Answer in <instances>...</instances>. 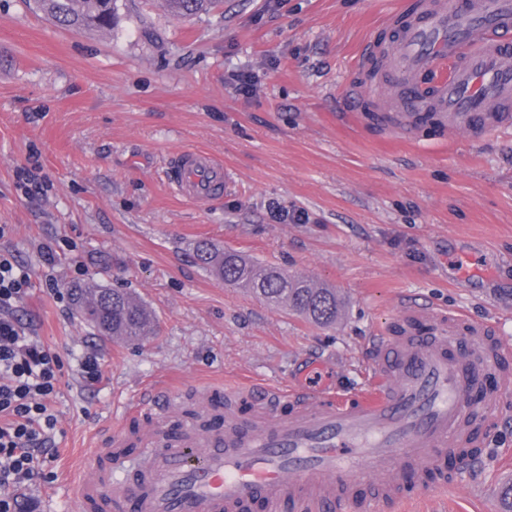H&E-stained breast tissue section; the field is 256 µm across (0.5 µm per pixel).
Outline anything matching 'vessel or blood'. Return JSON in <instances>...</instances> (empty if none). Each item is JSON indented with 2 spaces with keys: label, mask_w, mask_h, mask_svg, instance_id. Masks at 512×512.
Wrapping results in <instances>:
<instances>
[{
  "label": "vessel or blood",
  "mask_w": 512,
  "mask_h": 512,
  "mask_svg": "<svg viewBox=\"0 0 512 512\" xmlns=\"http://www.w3.org/2000/svg\"><path fill=\"white\" fill-rule=\"evenodd\" d=\"M395 103L379 121L406 136L435 123L476 138L512 127V0H419L389 51ZM169 180L188 199L221 194V162L177 152ZM404 329L373 346L376 380L351 395L326 385L247 380L218 401L215 388H158L156 415L135 398L79 468L76 512H377L403 475L443 451L477 445L468 416L484 370L512 356L488 326L463 313L405 303ZM431 326V339L414 336ZM469 347L453 353L459 336ZM248 412H238L240 403Z\"/></svg>",
  "instance_id": "vessel-or-blood-1"
}]
</instances>
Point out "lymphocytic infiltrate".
<instances>
[{
  "label": "lymphocytic infiltrate",
  "instance_id": "lymphocytic-infiltrate-1",
  "mask_svg": "<svg viewBox=\"0 0 512 512\" xmlns=\"http://www.w3.org/2000/svg\"><path fill=\"white\" fill-rule=\"evenodd\" d=\"M32 286L14 254L0 249V512H26L21 487L57 457L55 407L64 363L26 332L19 307Z\"/></svg>",
  "mask_w": 512,
  "mask_h": 512
}]
</instances>
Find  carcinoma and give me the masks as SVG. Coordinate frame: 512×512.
<instances>
[{
    "label": "carcinoma",
    "mask_w": 512,
    "mask_h": 512,
    "mask_svg": "<svg viewBox=\"0 0 512 512\" xmlns=\"http://www.w3.org/2000/svg\"><path fill=\"white\" fill-rule=\"evenodd\" d=\"M177 17L194 15L212 7L216 0H164ZM39 7L64 27L110 29L115 19V0H38ZM200 263L215 271L224 282L246 288L273 305L290 310L318 326L336 324L342 303L336 289L318 286L280 268L262 265L231 251L203 246ZM81 319L100 336L116 343L139 344L151 335V311L125 289L87 284L76 289Z\"/></svg>",
    "instance_id": "cac0c4a2"
}]
</instances>
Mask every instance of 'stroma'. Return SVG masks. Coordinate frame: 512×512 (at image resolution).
Instances as JSON below:
<instances>
[{
	"label": "stroma",
	"instance_id": "1",
	"mask_svg": "<svg viewBox=\"0 0 512 512\" xmlns=\"http://www.w3.org/2000/svg\"><path fill=\"white\" fill-rule=\"evenodd\" d=\"M117 6L118 24L92 31L0 0V224L13 229L0 246L31 274L23 319L64 362L60 456L26 491L36 512H70L75 461L146 383L283 386L314 365L351 393L407 301L462 311L512 345V131L475 140L429 124L410 138L368 119L389 77L359 66L366 42L394 37L388 0H221L181 19L160 0ZM183 148L223 161L222 195L175 192L167 167ZM276 208L306 218L277 222ZM204 243L335 288L342 318L317 326L225 284L197 262ZM50 280L133 292L153 335L97 336ZM88 352L104 370L91 385ZM475 422L490 436L468 466L446 460L381 512H501L512 396Z\"/></svg>",
	"mask_w": 512,
	"mask_h": 512
}]
</instances>
